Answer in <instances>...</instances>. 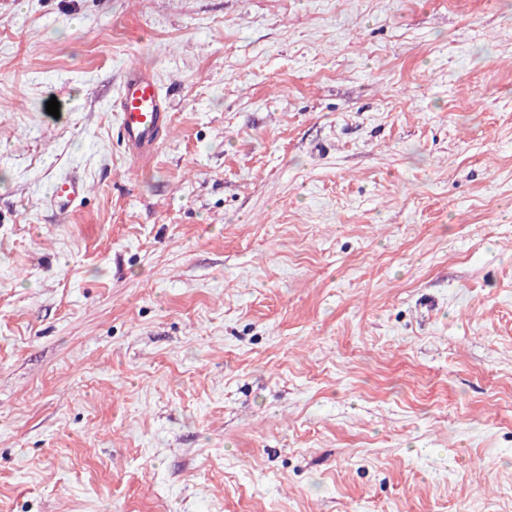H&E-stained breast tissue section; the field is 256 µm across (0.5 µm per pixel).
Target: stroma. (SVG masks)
I'll return each instance as SVG.
<instances>
[{
    "label": "stroma",
    "instance_id": "stroma-1",
    "mask_svg": "<svg viewBox=\"0 0 512 512\" xmlns=\"http://www.w3.org/2000/svg\"><path fill=\"white\" fill-rule=\"evenodd\" d=\"M0 512H512V0H0ZM113 112L126 151L138 161L154 156L169 129L171 114L168 98L151 68L133 65L126 69ZM87 193L88 183L81 175H65L54 183L49 203L58 213L68 214L81 206Z\"/></svg>",
    "mask_w": 512,
    "mask_h": 512
}]
</instances>
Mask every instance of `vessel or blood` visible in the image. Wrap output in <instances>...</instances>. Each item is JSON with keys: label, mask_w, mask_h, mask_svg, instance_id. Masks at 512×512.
I'll return each mask as SVG.
<instances>
[{"label": "vessel or blood", "mask_w": 512, "mask_h": 512, "mask_svg": "<svg viewBox=\"0 0 512 512\" xmlns=\"http://www.w3.org/2000/svg\"><path fill=\"white\" fill-rule=\"evenodd\" d=\"M113 110L126 151L139 161L154 156L171 122L170 104L157 74L148 67H128ZM87 193V181L69 174L56 180L49 203L58 213L67 214L81 206Z\"/></svg>", "instance_id": "1"}]
</instances>
